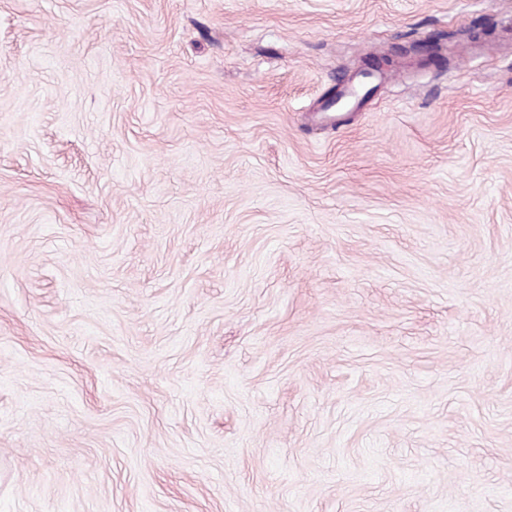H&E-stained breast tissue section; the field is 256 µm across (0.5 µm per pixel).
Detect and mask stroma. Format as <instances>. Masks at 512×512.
Returning a JSON list of instances; mask_svg holds the SVG:
<instances>
[{"mask_svg":"<svg viewBox=\"0 0 512 512\" xmlns=\"http://www.w3.org/2000/svg\"><path fill=\"white\" fill-rule=\"evenodd\" d=\"M0 512H512V0H0Z\"/></svg>","mask_w":512,"mask_h":512,"instance_id":"obj_1","label":"stroma"}]
</instances>
